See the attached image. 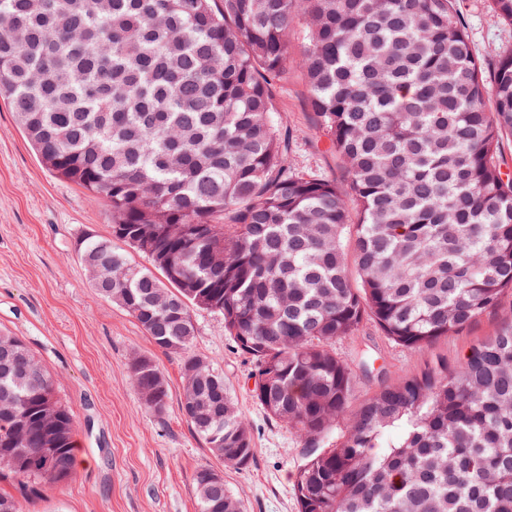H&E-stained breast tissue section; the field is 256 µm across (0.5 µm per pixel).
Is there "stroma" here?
Wrapping results in <instances>:
<instances>
[{"label": "stroma", "instance_id": "obj_1", "mask_svg": "<svg viewBox=\"0 0 512 512\" xmlns=\"http://www.w3.org/2000/svg\"><path fill=\"white\" fill-rule=\"evenodd\" d=\"M458 9L485 64L493 63L501 46L512 45V26L499 22L488 0H458ZM304 47V30L294 26L288 34L291 62L273 83L275 122L288 138L295 173L343 188L345 170L308 103L298 65ZM111 222L103 197L39 161L13 112L0 102V331L19 336L51 372L73 414L78 442L72 480L34 491L1 478L0 493L21 500L27 512H198L195 473L211 467L223 472L226 488L247 512H299L293 481L309 452L307 442L255 402L254 365L225 332L222 316L193 310V349L223 371L251 433L254 457L242 469L226 467L184 417L178 357L155 348L132 316L90 287L76 242L88 230L108 236ZM509 320L511 295L499 309L420 351L390 344L370 320L354 337L337 342L336 350L353 365L360 350L379 354L382 374L356 377L353 399L359 402L431 362L456 366L472 345ZM137 355L151 356L168 381L163 415L145 408L132 383L129 363Z\"/></svg>", "mask_w": 512, "mask_h": 512}]
</instances>
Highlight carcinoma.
Instances as JSON below:
<instances>
[{"mask_svg": "<svg viewBox=\"0 0 512 512\" xmlns=\"http://www.w3.org/2000/svg\"><path fill=\"white\" fill-rule=\"evenodd\" d=\"M512 25V0H490ZM299 59L348 191L291 170L272 81ZM0 100L42 162L106 199L108 237H80L89 284L180 358L182 411L241 468L252 438L224 374L195 354L191 310L265 379L256 402L318 444L293 483L299 512H512V321L453 369L433 365L351 405L336 342L366 320L422 350L512 292V47L492 77L457 0H0ZM122 242L147 256L134 264ZM0 470L67 481L73 415L50 371L0 332ZM129 370L162 414L167 379ZM50 407L60 447L38 450ZM196 472L199 512H244Z\"/></svg>", "mask_w": 512, "mask_h": 512, "instance_id": "obj_1", "label": "carcinoma"}]
</instances>
